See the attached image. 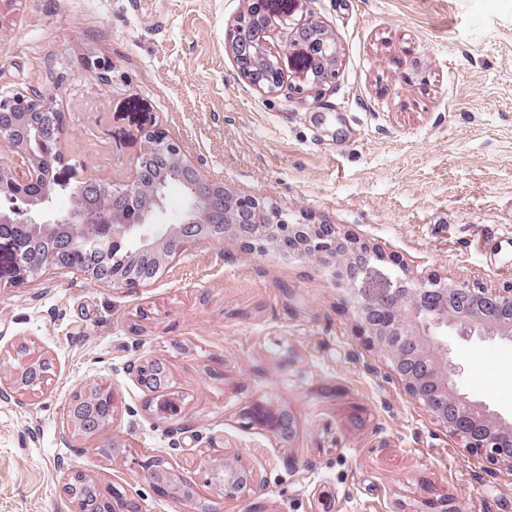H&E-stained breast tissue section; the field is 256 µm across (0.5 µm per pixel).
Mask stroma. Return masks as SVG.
Here are the masks:
<instances>
[{
  "mask_svg": "<svg viewBox=\"0 0 512 512\" xmlns=\"http://www.w3.org/2000/svg\"><path fill=\"white\" fill-rule=\"evenodd\" d=\"M251 0H0V91H47L62 125L60 181L123 186L144 135L176 140L203 175L300 224H332L410 278L512 283V0H312L338 52L311 96L252 84L226 33ZM111 62L114 82L91 65ZM345 113L335 137L321 118ZM0 252V512H76L61 478L79 472L142 512H189L136 463L163 456L200 483L213 512H512V466L461 451L409 395L385 353L364 346L335 261L191 244L148 286L105 288L49 269L16 282ZM51 363L14 390L17 352ZM465 360L455 392L512 426V339L449 333ZM157 358L183 397L158 419L129 371ZM119 394L112 422L79 436L72 397ZM292 413L297 433L271 421ZM112 439L106 460L93 449ZM252 472L248 493L203 487L208 461Z\"/></svg>",
  "mask_w": 512,
  "mask_h": 512,
  "instance_id": "stroma-1",
  "label": "stroma"
}]
</instances>
